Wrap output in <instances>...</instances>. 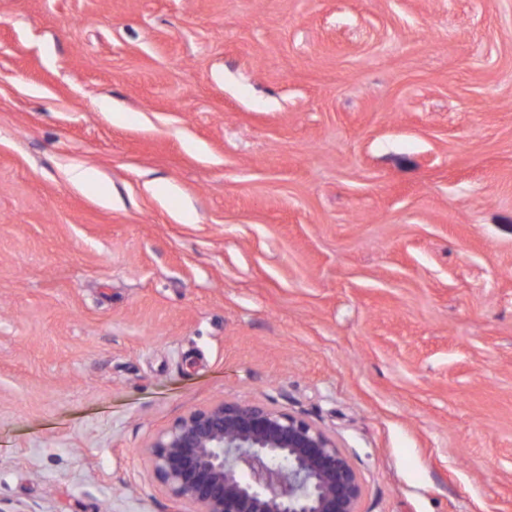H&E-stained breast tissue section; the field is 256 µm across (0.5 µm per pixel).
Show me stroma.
I'll use <instances>...</instances> for the list:
<instances>
[{
  "label": "stroma",
  "instance_id": "obj_1",
  "mask_svg": "<svg viewBox=\"0 0 512 512\" xmlns=\"http://www.w3.org/2000/svg\"><path fill=\"white\" fill-rule=\"evenodd\" d=\"M223 400L512 512V0H0V512H174Z\"/></svg>",
  "mask_w": 512,
  "mask_h": 512
}]
</instances>
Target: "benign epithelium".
Masks as SVG:
<instances>
[{"instance_id":"benign-epithelium-1","label":"benign epithelium","mask_w":512,"mask_h":512,"mask_svg":"<svg viewBox=\"0 0 512 512\" xmlns=\"http://www.w3.org/2000/svg\"><path fill=\"white\" fill-rule=\"evenodd\" d=\"M143 452L180 512H361L363 484L336 438L277 407L191 410Z\"/></svg>"}]
</instances>
